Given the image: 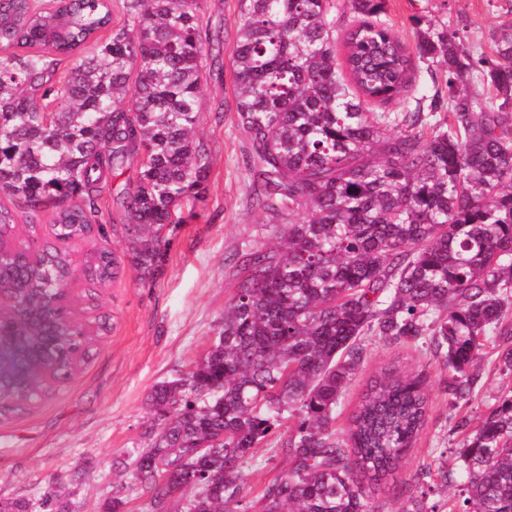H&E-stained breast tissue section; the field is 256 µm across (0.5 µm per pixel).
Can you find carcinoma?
Masks as SVG:
<instances>
[{
	"mask_svg": "<svg viewBox=\"0 0 512 512\" xmlns=\"http://www.w3.org/2000/svg\"><path fill=\"white\" fill-rule=\"evenodd\" d=\"M230 63L238 121L250 144L253 201L276 243L239 254L240 278L209 347L186 374L153 387L159 431L131 460L153 512L169 501L162 472L197 479L181 512H373L364 484L393 476L429 408L420 376L377 379L347 438L336 414L364 357L360 337L429 339L448 367V397L464 400L476 365L495 356L512 371V32L475 58L447 27L418 36V54L445 74L448 123L430 112H374L410 91L411 56L381 19L384 0H239ZM0 0V195L52 209L61 246L34 265L0 261V286L48 309L61 337L55 374L68 377L89 339L58 314L75 281L103 287L118 257L94 225L92 193L139 158L126 190L127 251L140 279L164 262L168 233L194 218L208 176L195 136L202 115L201 0ZM111 28L101 41L98 33ZM91 54L53 80L57 57ZM345 47L344 60L336 56ZM133 103L124 109L125 102ZM300 216L297 222L291 221ZM98 234L77 263L68 246ZM38 375L5 394L39 398ZM288 464L253 500L242 469L286 418ZM465 448L438 469L458 473L444 512H512V394L476 425L461 417ZM0 512H68L52 492L0 501Z\"/></svg>",
	"mask_w": 512,
	"mask_h": 512,
	"instance_id": "1",
	"label": "carcinoma"
}]
</instances>
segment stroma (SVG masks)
Wrapping results in <instances>:
<instances>
[{
	"label": "stroma",
	"mask_w": 512,
	"mask_h": 512,
	"mask_svg": "<svg viewBox=\"0 0 512 512\" xmlns=\"http://www.w3.org/2000/svg\"><path fill=\"white\" fill-rule=\"evenodd\" d=\"M204 30L212 41L203 59L202 115L196 130L208 147L209 176L195 219L180 225L165 261L152 281H140L126 251L123 200L136 181L137 163L106 178L94 196L95 220L107 225L109 244L120 259L111 286L89 297L78 282L67 294V310L91 326L108 314L111 329L91 339L71 377L48 379V391L21 411H0V500L33 499L54 491L69 512H148L131 476L116 469L149 442L155 424L148 395L155 384L188 372L205 354L215 324L236 284L234 257L272 241L275 220L252 200L247 137L237 123L235 73L230 54L241 26L238 0H202ZM383 18L415 51L417 36L430 26L460 32L474 51L491 54L492 34L512 29V0H385ZM412 90L391 105L395 112L428 107L442 95L445 77L435 64L415 60ZM363 363L350 382L336 418L345 435L371 383L388 372L421 375L430 398L424 429L399 472L413 482L437 470L444 453H457L464 416L483 417L512 390V373L484 358L472 395L451 406L445 391L448 370L422 343L365 337ZM288 434L280 427L243 468V491L253 497L285 469L281 450Z\"/></svg>",
	"instance_id": "35a3bbf8"
}]
</instances>
